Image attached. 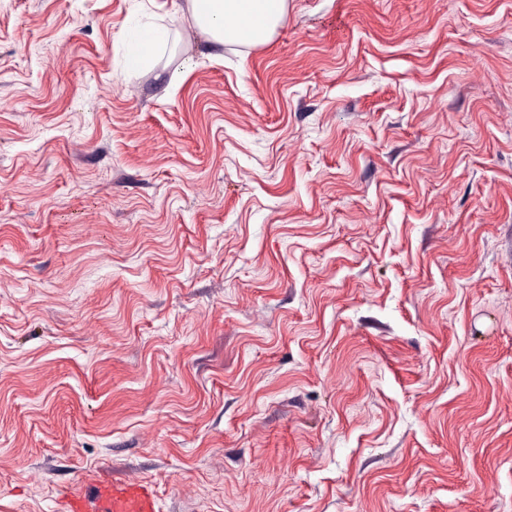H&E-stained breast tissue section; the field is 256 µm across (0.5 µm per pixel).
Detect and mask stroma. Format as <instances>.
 I'll return each mask as SVG.
<instances>
[{"label":"stroma","instance_id":"35a3bbf8","mask_svg":"<svg viewBox=\"0 0 512 512\" xmlns=\"http://www.w3.org/2000/svg\"><path fill=\"white\" fill-rule=\"evenodd\" d=\"M184 3L0 0V512H512V0ZM191 27L214 46H257L270 41L288 0H186ZM165 41L166 32L161 28L141 30L128 40L126 56L132 65L144 64ZM63 512H160V500L148 481L89 477L66 494Z\"/></svg>","mask_w":512,"mask_h":512}]
</instances>
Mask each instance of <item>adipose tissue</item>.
Masks as SVG:
<instances>
[{
  "mask_svg": "<svg viewBox=\"0 0 512 512\" xmlns=\"http://www.w3.org/2000/svg\"><path fill=\"white\" fill-rule=\"evenodd\" d=\"M288 0H186L192 27L213 45L257 46L270 41Z\"/></svg>",
  "mask_w": 512,
  "mask_h": 512,
  "instance_id": "ef3b65f1",
  "label": "adipose tissue"
}]
</instances>
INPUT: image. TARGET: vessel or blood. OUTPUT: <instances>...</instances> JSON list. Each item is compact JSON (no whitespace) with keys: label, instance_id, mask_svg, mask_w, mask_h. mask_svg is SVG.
Segmentation results:
<instances>
[{"label":"vessel or blood","instance_id":"1","mask_svg":"<svg viewBox=\"0 0 512 512\" xmlns=\"http://www.w3.org/2000/svg\"><path fill=\"white\" fill-rule=\"evenodd\" d=\"M63 512H160V500L144 480L90 477L66 494Z\"/></svg>","mask_w":512,"mask_h":512}]
</instances>
